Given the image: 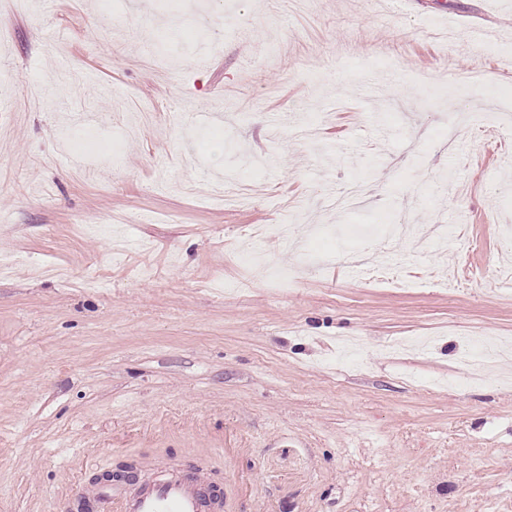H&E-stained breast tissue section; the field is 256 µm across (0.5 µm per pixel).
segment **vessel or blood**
<instances>
[{"label": "vessel or blood", "mask_w": 512, "mask_h": 512, "mask_svg": "<svg viewBox=\"0 0 512 512\" xmlns=\"http://www.w3.org/2000/svg\"><path fill=\"white\" fill-rule=\"evenodd\" d=\"M209 479L204 472L186 473L157 467L147 480L117 487L109 483L85 487L84 500L110 506L121 499L124 512H216L217 501L208 499Z\"/></svg>", "instance_id": "obj_1"}]
</instances>
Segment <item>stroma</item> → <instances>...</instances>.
Segmentation results:
<instances>
[{
	"instance_id": "obj_1",
	"label": "stroma",
	"mask_w": 512,
	"mask_h": 512,
	"mask_svg": "<svg viewBox=\"0 0 512 512\" xmlns=\"http://www.w3.org/2000/svg\"><path fill=\"white\" fill-rule=\"evenodd\" d=\"M508 15L0 0V512L142 457L221 512H512V378L457 363L512 340V126L455 122L512 101Z\"/></svg>"
}]
</instances>
